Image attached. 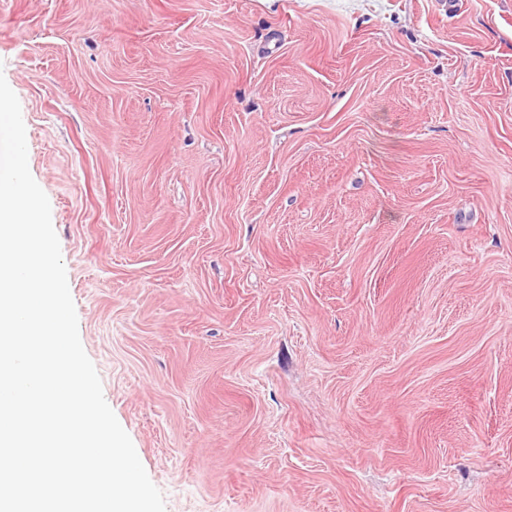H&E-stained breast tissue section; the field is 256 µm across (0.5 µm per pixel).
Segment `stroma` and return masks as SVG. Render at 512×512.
Returning a JSON list of instances; mask_svg holds the SVG:
<instances>
[{"instance_id":"1","label":"stroma","mask_w":512,"mask_h":512,"mask_svg":"<svg viewBox=\"0 0 512 512\" xmlns=\"http://www.w3.org/2000/svg\"><path fill=\"white\" fill-rule=\"evenodd\" d=\"M0 73L167 512H512V0H8Z\"/></svg>"}]
</instances>
